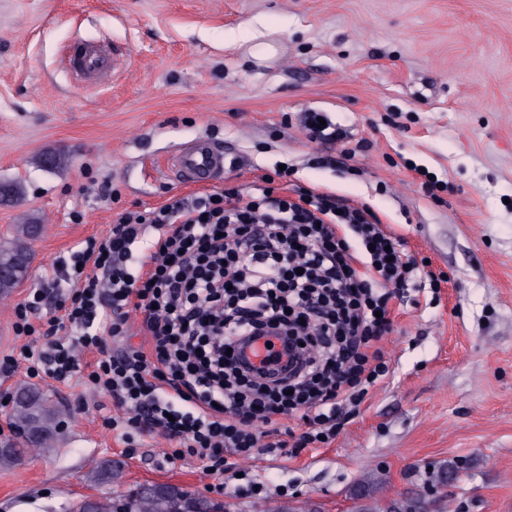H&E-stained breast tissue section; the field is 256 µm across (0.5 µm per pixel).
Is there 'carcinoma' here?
<instances>
[{
    "mask_svg": "<svg viewBox=\"0 0 512 512\" xmlns=\"http://www.w3.org/2000/svg\"><path fill=\"white\" fill-rule=\"evenodd\" d=\"M42 232L40 224H20L12 239L0 244V300L11 296L18 284L28 277L31 244ZM16 402L10 423L23 429L25 434L13 444L0 451V467H8L32 451H49L58 436L61 411L51 397L37 386L23 385L15 390ZM454 463L438 469L429 477V484L441 489L449 477L456 474ZM122 477L117 465L105 464L92 473L98 484H115ZM375 481H364L355 497L368 503L358 512H426L427 501L422 498L393 500L383 503L372 497ZM185 501L193 512H216L217 504L200 496H192L179 487L167 485L150 492H132L125 496L127 512H176V499ZM73 512H116L115 499L105 496L92 506L77 504Z\"/></svg>",
    "mask_w": 512,
    "mask_h": 512,
    "instance_id": "cac0c4a2",
    "label": "carcinoma"
}]
</instances>
